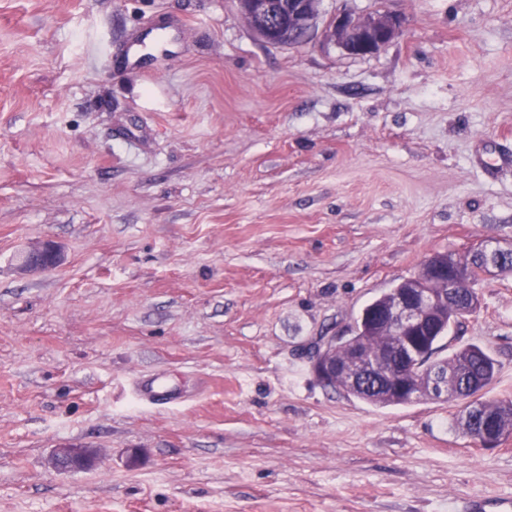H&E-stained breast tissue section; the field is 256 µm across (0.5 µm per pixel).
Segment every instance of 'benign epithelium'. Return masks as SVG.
Wrapping results in <instances>:
<instances>
[{
  "label": "benign epithelium",
  "mask_w": 512,
  "mask_h": 512,
  "mask_svg": "<svg viewBox=\"0 0 512 512\" xmlns=\"http://www.w3.org/2000/svg\"><path fill=\"white\" fill-rule=\"evenodd\" d=\"M317 0H282L274 5L269 0H251L244 16L261 39L277 44L275 33L283 26L295 28L301 37L288 40L294 45L306 38L316 27ZM400 20L388 11L374 12L364 17L339 15L326 23L321 32L324 43H337L349 55L375 54L387 46L399 33ZM474 253L481 258L485 271H501L512 256V248L484 245ZM57 251L45 243L24 252L21 268L28 273L45 272L57 265ZM459 256L438 253L424 264L419 275L411 278L408 287L391 290L378 307L363 309L359 326L362 331L392 336L391 347L369 355L348 336H328L314 347L312 369L322 382L329 385H366L383 382L389 392L414 399H435L445 393L449 373L436 361L428 360L423 351L427 338L436 335L441 315L448 313L449 301L455 298L448 290V277L460 270ZM95 452L90 448L70 447L58 450L57 469L87 471L94 467Z\"/></svg>",
  "instance_id": "7a95c632"
}]
</instances>
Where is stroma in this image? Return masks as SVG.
<instances>
[{
	"instance_id": "stroma-1",
	"label": "stroma",
	"mask_w": 512,
	"mask_h": 512,
	"mask_svg": "<svg viewBox=\"0 0 512 512\" xmlns=\"http://www.w3.org/2000/svg\"><path fill=\"white\" fill-rule=\"evenodd\" d=\"M380 9L398 36L354 56L266 44L237 0H0V512L512 495V434L484 447L456 403L312 371L432 255L512 246V0L317 4ZM40 240L59 263L20 274ZM476 291L438 355L486 349L487 398L512 399V272ZM68 446L93 469H56Z\"/></svg>"
}]
</instances>
